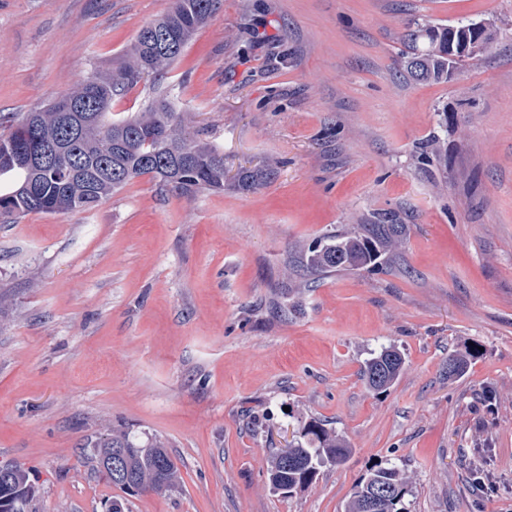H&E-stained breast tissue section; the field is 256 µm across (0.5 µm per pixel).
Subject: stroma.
Instances as JSON below:
<instances>
[{
	"label": "stroma",
	"instance_id": "1",
	"mask_svg": "<svg viewBox=\"0 0 512 512\" xmlns=\"http://www.w3.org/2000/svg\"><path fill=\"white\" fill-rule=\"evenodd\" d=\"M170 3L0 0V112L119 66ZM487 17L491 53L408 80L409 23ZM165 83L228 190L141 176L93 210L0 224V464L34 475L31 512H105L89 444L108 427L161 438L180 468L126 512H344L386 462L411 478L407 512H512V0H223ZM383 216L409 227L387 266L302 267ZM470 342L483 356L449 379ZM390 345L405 369L371 392L361 368ZM313 419L349 456L273 493L268 459Z\"/></svg>",
	"mask_w": 512,
	"mask_h": 512
}]
</instances>
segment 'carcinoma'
Here are the masks:
<instances>
[{
	"label": "carcinoma",
	"instance_id": "carcinoma-1",
	"mask_svg": "<svg viewBox=\"0 0 512 512\" xmlns=\"http://www.w3.org/2000/svg\"><path fill=\"white\" fill-rule=\"evenodd\" d=\"M222 0H171L169 11L145 24L123 53L122 64L80 81L55 100L12 119L0 116V223L12 224L29 213L89 211L133 179L149 175L182 196L224 190V154L202 139L190 112L173 107L161 80L181 58L197 32L220 8ZM447 25H416L404 35L408 46L404 70L416 82H446ZM479 54L498 40L497 26L485 20L475 35ZM156 87V95L138 112L112 118V101L138 84ZM73 108L76 122L64 121L62 105ZM54 144L61 158L40 168L32 155ZM270 169L244 170L235 187L249 190L264 184ZM406 224H359L351 234L331 232L304 254V267L318 276L338 271L380 268L405 240ZM482 347L471 345L448 354L462 377ZM402 353L389 346L368 359L361 376L366 387L385 392L404 370ZM350 453L345 438L322 421L303 427L288 452L275 454L268 470L272 490L290 496L308 489L320 469L341 463ZM90 459L112 486L125 494L170 491L180 482L179 468L166 443L151 438L136 443L127 433L110 431L91 449ZM385 486L375 512H405L410 477L391 463H380L352 490L345 512H364V496ZM30 472L19 464L0 475V493L30 503Z\"/></svg>",
	"mask_w": 512,
	"mask_h": 512
}]
</instances>
